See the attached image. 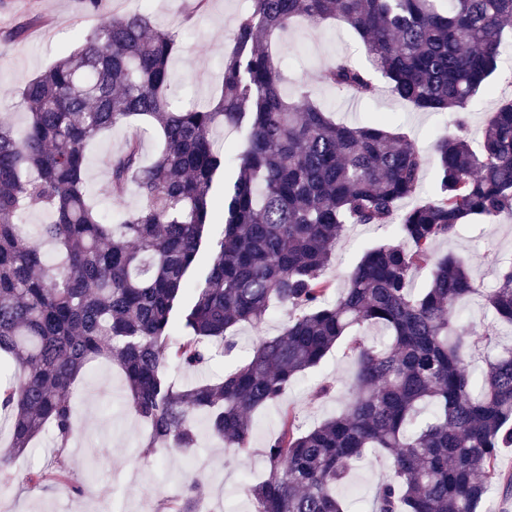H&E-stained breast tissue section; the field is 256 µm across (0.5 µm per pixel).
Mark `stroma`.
<instances>
[{"mask_svg":"<svg viewBox=\"0 0 512 512\" xmlns=\"http://www.w3.org/2000/svg\"><path fill=\"white\" fill-rule=\"evenodd\" d=\"M186 3L187 0H102L99 12L92 13L85 0H0V119L23 130L26 113L18 94L23 82L76 48L81 36L101 18L138 9L179 28V48L173 56L174 105L187 107L215 100L221 89L224 56L232 48L235 20L238 14L251 9L252 0H207L204 9L190 18L185 15ZM278 54L292 82L311 89L315 98L332 110L336 121L361 124L375 114L389 116L393 128L413 140L425 157L417 199L433 197L432 141L438 134L452 132L453 113L414 109L394 97L387 80L379 75L374 78L378 91L369 100L356 101L341 90L321 84V69L336 58H345L363 69L369 66L363 42L346 24L332 23L321 28L300 24L289 41L280 44ZM492 85L493 96L479 97L466 109L472 130L481 128L487 112L499 100L512 98V62L501 63ZM135 135L142 140L144 161H151L159 148V136L142 121L115 127L87 148V185L97 205L115 218L135 210L140 198L132 190L122 203H114L107 160ZM391 237L388 227L346 226L332 249L327 276L343 283L367 249ZM437 252L463 257L471 277L484 287H493L501 261L512 258V219L463 225L453 238L438 246ZM286 319V312L277 309L260 329L241 328L232 355L214 351L206 369L207 378L222 377L225 370L243 362L258 336L277 335ZM353 373V360L344 357L338 347L293 384L286 402L302 427L314 426L346 406ZM324 381L336 383L337 395L313 399L314 388ZM76 401L81 436L76 446L67 448L66 455L75 481L84 486L83 492L74 495L62 489H31L25 485V473L48 467L55 459L53 437L46 433L33 450L12 464L10 482L0 487V512H152L159 501L182 492L180 455L170 451L145 454L147 430L127 406L126 387L118 368L108 362L93 363L76 387ZM278 418L275 407L255 415L256 450L250 454L236 453L226 444L201 437L196 455L207 462L209 504H223V512H250L244 488L264 474L265 463L258 449L276 432ZM391 474L390 457L381 452L371 454L368 465L352 473L340 488L351 512H366L378 486Z\"/></svg>","mask_w":512,"mask_h":512,"instance_id":"1","label":"stroma"}]
</instances>
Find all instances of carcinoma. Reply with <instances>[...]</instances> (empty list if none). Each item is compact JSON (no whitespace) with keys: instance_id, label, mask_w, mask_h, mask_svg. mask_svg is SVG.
I'll return each mask as SVG.
<instances>
[{"instance_id":"cac0c4a2","label":"carcinoma","mask_w":512,"mask_h":512,"mask_svg":"<svg viewBox=\"0 0 512 512\" xmlns=\"http://www.w3.org/2000/svg\"><path fill=\"white\" fill-rule=\"evenodd\" d=\"M342 18L358 34L391 92L420 111L458 112L436 138L431 201L401 212L420 190L424 156L382 118L332 120L309 90L288 96L274 61L297 18ZM512 0H253L235 22L217 102L171 108L177 36L146 11L107 16L69 54L21 90L28 122L0 121V354L19 373L0 376V429L10 433L0 473L45 432L57 457L30 474L34 486L81 493L65 450L76 435L73 385L93 361L118 365L131 411L148 427L146 452H186L207 433L252 452L253 415L338 344L353 359L345 408L304 429L290 410L261 450L265 476L247 486L253 512H349L338 493L374 452L392 458L370 512H479L490 493L512 491L496 469L512 445V346L488 358L481 378L467 357L512 328V260L484 288L439 242L474 220L512 217V99L489 113L473 142L463 113L500 66ZM323 84L371 97L370 73L338 59ZM160 134L154 160L137 137L108 162L113 200L133 186L140 206L106 220L86 188L87 146L132 120ZM219 124L245 127L233 156ZM49 216L40 237L22 218ZM223 236L210 241L216 218ZM394 227L369 249L344 286L326 276L345 225ZM430 270L418 291L412 273ZM481 297L492 319L476 334L452 320L461 299ZM288 311L275 336L216 382L181 385L170 373L207 367L211 347L228 354L237 330L258 329L273 305ZM386 332L377 343L365 328ZM206 481L190 474L183 494L155 512H202Z\"/></svg>"}]
</instances>
